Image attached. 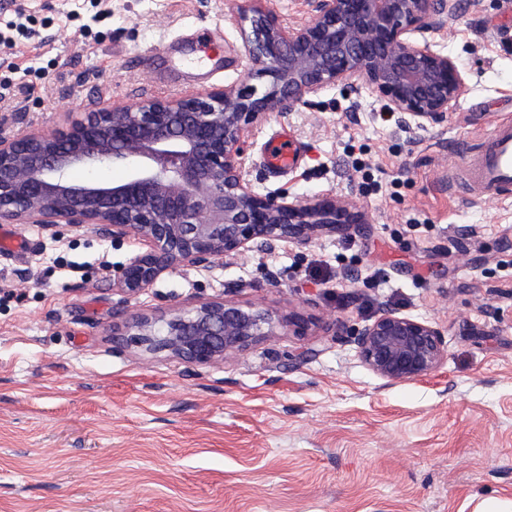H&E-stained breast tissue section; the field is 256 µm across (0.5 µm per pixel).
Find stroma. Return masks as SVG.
<instances>
[{"instance_id": "stroma-1", "label": "stroma", "mask_w": 512, "mask_h": 512, "mask_svg": "<svg viewBox=\"0 0 512 512\" xmlns=\"http://www.w3.org/2000/svg\"><path fill=\"white\" fill-rule=\"evenodd\" d=\"M248 4L0 0V136L198 95L157 65L192 23L237 60L213 87L247 80ZM428 39L464 72L447 120L405 128L372 94L331 86L248 136L256 192L350 197L360 236L180 267L125 296L112 272L143 254L137 240L15 225L24 250L0 249V512H512V197L448 192L489 121L512 122V0H461ZM283 126L301 162L276 173L263 153ZM221 298L308 331L214 365L112 338L133 316ZM385 306L446 329L437 372L386 384L323 328Z\"/></svg>"}]
</instances>
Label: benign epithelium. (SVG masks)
I'll use <instances>...</instances> for the list:
<instances>
[{
	"mask_svg": "<svg viewBox=\"0 0 512 512\" xmlns=\"http://www.w3.org/2000/svg\"><path fill=\"white\" fill-rule=\"evenodd\" d=\"M239 14L247 81L177 100L144 99L82 112L64 129L0 137V223L95 226L104 237L133 238L148 251L119 268L112 286L134 295L163 273L269 254L320 236L348 239L367 223L345 197L311 202L259 194L244 178L246 137L271 112H286L331 85L376 94L409 127L440 123L465 88L450 56L409 36L445 27L460 0H310L313 18L286 28L251 0ZM124 163V181L75 182L77 168ZM332 335L355 345L377 377L398 384L446 361L441 328L391 308L354 329L334 318ZM305 329L255 303L219 299L176 309L168 319L135 316L125 335L142 350L219 364L258 342Z\"/></svg>",
	"mask_w": 512,
	"mask_h": 512,
	"instance_id": "7a95c632",
	"label": "benign epithelium"
}]
</instances>
